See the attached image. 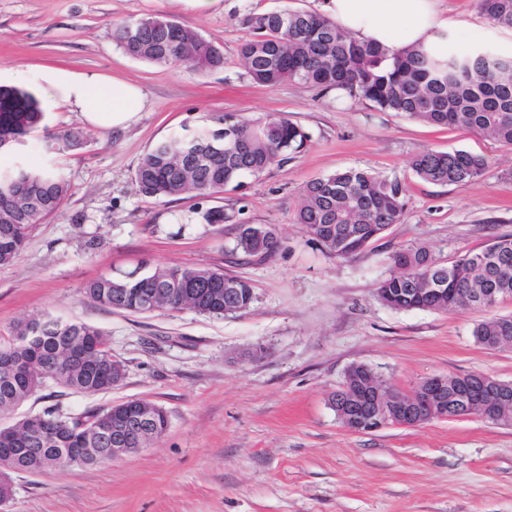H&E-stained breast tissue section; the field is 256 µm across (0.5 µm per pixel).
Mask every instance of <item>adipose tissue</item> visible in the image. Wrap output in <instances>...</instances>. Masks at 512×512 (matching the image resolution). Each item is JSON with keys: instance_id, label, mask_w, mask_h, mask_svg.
Listing matches in <instances>:
<instances>
[{"instance_id": "ef3b65f1", "label": "adipose tissue", "mask_w": 512, "mask_h": 512, "mask_svg": "<svg viewBox=\"0 0 512 512\" xmlns=\"http://www.w3.org/2000/svg\"><path fill=\"white\" fill-rule=\"evenodd\" d=\"M328 17L355 38L397 51L415 46L435 55L448 47V21L435 8V0H325ZM70 111L93 129L122 128L134 123L146 103L140 86L108 81L84 72L52 75Z\"/></svg>"}]
</instances>
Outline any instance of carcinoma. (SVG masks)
<instances>
[{"mask_svg": "<svg viewBox=\"0 0 512 512\" xmlns=\"http://www.w3.org/2000/svg\"><path fill=\"white\" fill-rule=\"evenodd\" d=\"M491 24L512 29V0H476ZM113 25V39L135 59L156 65L188 64L207 73L224 67L221 47L179 23L161 18L138 20V36ZM250 37L239 47L244 75L254 84L273 86L297 82L324 92L336 91L380 112H396L440 127H460L512 147V55L487 46L468 51L448 39V55L434 58L420 49L392 53L377 43L360 41L325 15L302 10L261 14L240 19ZM43 120L35 98L24 91L0 87V149L23 143ZM186 135L156 143L135 171L140 195L164 199L190 195L207 199L236 189L240 178L260 177L279 160L300 152L308 133L287 118L267 114L245 119L233 112L214 118ZM230 128L244 148L224 149ZM78 131H61L47 150L60 152L82 145ZM410 167L422 180L441 185L462 184L481 177L489 160L467 151H422ZM70 190L65 178L50 169L16 167L0 175V266L15 263L34 229L57 212ZM405 194L397 181L368 170L348 168L308 183L296 212V223L339 259L354 256L380 239L405 214ZM200 224L233 220L220 207L193 211ZM232 253L266 260L280 251V236L267 224L235 222ZM392 268L378 287V297L395 310H491L512 297V235L497 236L479 251H468L446 265L435 262L424 246H408L391 257ZM435 288L431 294L427 289ZM159 290L156 305L149 296ZM85 297L105 308L133 313L189 308L200 314L224 316L250 308L255 299L250 281L208 267H166L152 273H127L100 278L84 288ZM485 348L512 344V315L494 316L474 329ZM86 350L70 358L64 347ZM0 414H8L48 381L75 392L96 394L112 389V354L99 329L82 322H62L49 315L22 321L0 336ZM391 387L373 369H347L343 387L329 399L339 420L362 407L363 392ZM150 430L126 444L144 448L168 427L166 412L150 404ZM41 428L30 420L0 429L20 452L0 464L36 473L57 466L62 453L95 448L82 460L94 467L113 459L112 408L75 417L53 409L39 415Z\"/></svg>", "mask_w": 512, "mask_h": 512, "instance_id": "carcinoma-1", "label": "carcinoma"}]
</instances>
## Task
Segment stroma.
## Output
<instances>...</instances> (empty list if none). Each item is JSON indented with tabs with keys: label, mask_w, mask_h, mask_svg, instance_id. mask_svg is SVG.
I'll return each mask as SVG.
<instances>
[{
	"label": "stroma",
	"mask_w": 512,
	"mask_h": 512,
	"mask_svg": "<svg viewBox=\"0 0 512 512\" xmlns=\"http://www.w3.org/2000/svg\"><path fill=\"white\" fill-rule=\"evenodd\" d=\"M323 0H0V86L37 99L44 122L0 166L56 167L70 185L58 212L35 227L20 259L0 266V335L48 314L107 335L125 377L111 391L50 382L8 426L54 408L77 416L129 400L162 407L166 432L96 467L14 476L9 512H512V426L476 417L348 430L329 404L346 369L365 364L408 392L426 378L485 372L512 382V349L488 350L473 329L486 312L398 311L378 298L401 248L422 245L440 263L512 234V148L462 128L380 112L336 92L248 81L239 58L247 12L321 11ZM459 48L512 54V30L492 26L475 0H438ZM166 15L220 45L222 69L158 66L112 38L124 19ZM56 72H96L142 87L147 103L127 128L94 130L70 112ZM274 112L301 125L306 147L262 176L202 201L141 196L135 170L153 145L209 116ZM82 131L84 144L52 153L47 133ZM487 156L479 179L423 181L419 151ZM358 167L398 180L407 210L366 251L331 255L295 221L312 180ZM220 207L276 227L283 246L265 261L233 263L231 224H198L195 207ZM170 266L210 267L251 281L255 300L224 317L190 309L138 314L83 295L100 277Z\"/></svg>",
	"instance_id": "stroma-1"
}]
</instances>
